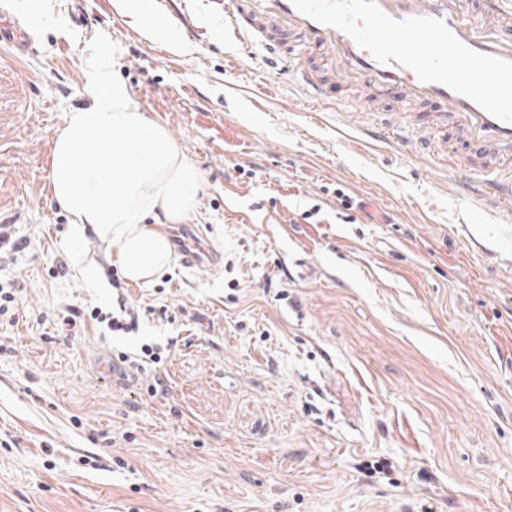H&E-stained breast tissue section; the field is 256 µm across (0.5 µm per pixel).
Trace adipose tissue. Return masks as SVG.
I'll list each match as a JSON object with an SVG mask.
<instances>
[{"label": "adipose tissue", "mask_w": 512, "mask_h": 512, "mask_svg": "<svg viewBox=\"0 0 512 512\" xmlns=\"http://www.w3.org/2000/svg\"><path fill=\"white\" fill-rule=\"evenodd\" d=\"M85 63L88 102L68 113L54 140L53 194L69 216L73 249L94 231L114 245L127 280L146 281L169 264L166 227L195 211L200 176L134 100L110 46L94 44ZM154 212L162 213L163 222L147 223Z\"/></svg>", "instance_id": "1"}]
</instances>
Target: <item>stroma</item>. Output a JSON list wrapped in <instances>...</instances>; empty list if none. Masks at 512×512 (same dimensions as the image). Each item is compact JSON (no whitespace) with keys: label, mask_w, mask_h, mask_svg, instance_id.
Segmentation results:
<instances>
[{"label":"stroma","mask_w":512,"mask_h":512,"mask_svg":"<svg viewBox=\"0 0 512 512\" xmlns=\"http://www.w3.org/2000/svg\"><path fill=\"white\" fill-rule=\"evenodd\" d=\"M157 4L182 52L111 0H0L34 38L0 43V224L20 242L0 249V512H512V223L420 141L440 131L463 174L502 156L339 80L314 107L283 69L296 42L236 51L216 0ZM102 38L200 173L188 221L219 272L133 283L96 234L72 250L51 149ZM386 120L395 139L362 141ZM122 304L130 332L87 317ZM121 353L141 367L115 381Z\"/></svg>","instance_id":"35a3bbf8"}]
</instances>
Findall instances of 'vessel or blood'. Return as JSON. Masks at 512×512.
<instances>
[{
	"label": "vessel or blood",
	"mask_w": 512,
	"mask_h": 512,
	"mask_svg": "<svg viewBox=\"0 0 512 512\" xmlns=\"http://www.w3.org/2000/svg\"><path fill=\"white\" fill-rule=\"evenodd\" d=\"M389 17L402 20L428 17L442 20L466 46L506 61H512V39L503 29H512V0H376ZM271 19L275 33L266 35V46H285L289 39L318 47L327 68L344 81L369 86L380 98L412 99L439 106L462 128L477 149L512 153V124L503 122L472 100L439 83H426L411 68L390 62L378 63L371 53L357 45L345 32L320 24L295 9L292 0H224L225 30L241 45L254 43L253 19ZM0 42L27 50L30 34L8 13L0 14ZM310 100L329 104L332 86L322 79L316 67L305 61L286 60ZM477 193L498 204L512 221V170L481 181ZM173 248L186 268L207 266L221 270L224 255L196 228L176 230Z\"/></svg>",
	"instance_id": "1"
}]
</instances>
